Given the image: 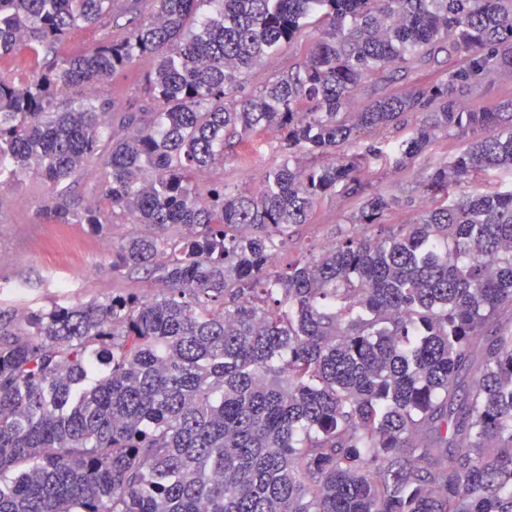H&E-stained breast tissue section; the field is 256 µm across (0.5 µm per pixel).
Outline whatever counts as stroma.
I'll return each instance as SVG.
<instances>
[{
	"instance_id": "1",
	"label": "stroma",
	"mask_w": 512,
	"mask_h": 512,
	"mask_svg": "<svg viewBox=\"0 0 512 512\" xmlns=\"http://www.w3.org/2000/svg\"><path fill=\"white\" fill-rule=\"evenodd\" d=\"M468 143V137L462 135L439 134L411 166L402 170L386 155L373 158L368 170L371 189L399 199L385 214L383 226L353 223L358 199L324 196L310 223L289 228L290 242L287 252L279 256L280 265H287L301 252L320 249L353 234L375 237L381 230L394 231L411 222L424 202L419 181L434 167L452 161ZM281 160L274 132L248 136L225 161L224 184L231 192L255 189L257 175ZM48 197V189L33 176L16 186H0V311L103 301L117 292L143 298L155 295L158 284L144 270L116 275L111 268L112 246L138 233L139 225L122 224L109 234L91 232L84 224L42 221L35 212Z\"/></svg>"
}]
</instances>
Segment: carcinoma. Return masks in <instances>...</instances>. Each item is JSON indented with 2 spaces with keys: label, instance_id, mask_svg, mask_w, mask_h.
Returning <instances> with one entry per match:
<instances>
[{
  "label": "carcinoma",
  "instance_id": "obj_1",
  "mask_svg": "<svg viewBox=\"0 0 512 512\" xmlns=\"http://www.w3.org/2000/svg\"><path fill=\"white\" fill-rule=\"evenodd\" d=\"M121 17L122 37L61 51ZM302 36V62L244 93ZM441 54L438 82L356 106ZM143 58L115 121L100 87ZM3 61L0 185L39 178L54 224L146 227L112 272L159 288L0 315V512H512V185L454 197L512 172V99L459 107L512 79V0H0ZM419 112L387 146L399 168L471 136L420 182L435 203L278 268L326 195L383 223L398 199L370 190L374 149L339 148ZM261 130L284 158L259 189L200 181ZM90 163L108 205L75 211ZM401 74L403 72L395 75L397 79H385L378 76L370 78L358 91L357 103L362 105L374 97L399 89L405 82L402 80Z\"/></svg>",
  "mask_w": 512,
  "mask_h": 512
}]
</instances>
